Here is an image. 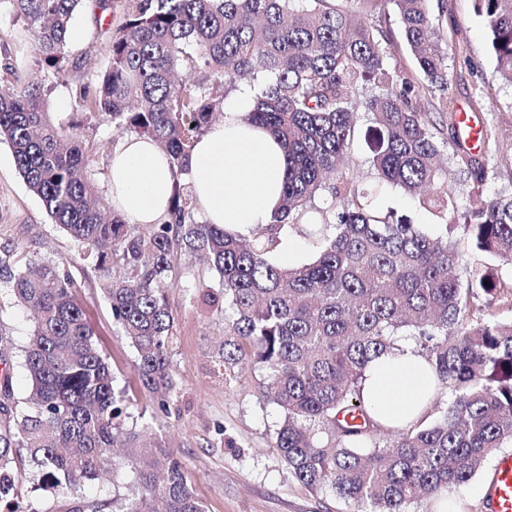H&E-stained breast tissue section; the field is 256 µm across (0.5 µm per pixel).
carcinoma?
<instances>
[{
	"instance_id": "obj_1",
	"label": "carcinoma",
	"mask_w": 512,
	"mask_h": 512,
	"mask_svg": "<svg viewBox=\"0 0 512 512\" xmlns=\"http://www.w3.org/2000/svg\"><path fill=\"white\" fill-rule=\"evenodd\" d=\"M27 25L37 63L64 68L72 20L84 0H5ZM430 96L447 99V56L431 0H390ZM490 35L500 75L512 83V0H473ZM109 65L83 93L85 123L107 120L123 135L150 137L173 178L170 221L144 235L108 210L77 137L53 124L43 89L25 71L0 86V138L48 214L102 277L112 318L137 355L142 386L176 390L168 349L174 318L166 300L174 254L205 255L222 281L206 303L225 318L224 368H261V394L284 412L274 447L294 477L325 490L352 512H411V504L471 481L499 449L512 447V321L472 315L474 299L512 304V281L494 266H470L448 241L459 227L472 250L512 266V144L493 121L478 144L448 135L421 90L387 63L384 31L355 19L339 0H128L127 19L106 46ZM201 78L176 79L178 71ZM259 82L244 120L280 140L287 158L282 199L250 243L218 224L195 221L184 192L197 138L224 99ZM365 100L371 174L401 187L435 219V233L383 212L342 163ZM321 198L318 221L302 216ZM319 236L315 258L271 261L285 226ZM11 291L34 314L20 349L25 401L0 378V505L18 497L15 471L79 495L85 482L131 450L133 479L120 499L93 512H205L181 462L163 441L142 443L129 425V395L94 340L65 265L27 258ZM416 336L420 355L453 399L442 419L387 428L361 401L367 363Z\"/></svg>"
}]
</instances>
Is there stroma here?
<instances>
[{"label":"stroma","mask_w":512,"mask_h":512,"mask_svg":"<svg viewBox=\"0 0 512 512\" xmlns=\"http://www.w3.org/2000/svg\"><path fill=\"white\" fill-rule=\"evenodd\" d=\"M127 0H112L108 11L86 4L72 24L68 45L73 66L59 71L33 64V43L26 24L8 6L0 7V59L29 71L45 91L47 110L54 123L79 124L89 170L102 196H109L108 163L122 137L111 123L81 126L84 110L79 91L94 85L108 64L105 45L125 20ZM346 9L383 30L390 39L391 66L402 70L417 86L425 80L410 55L392 0H347ZM440 42L448 57V107L474 112L477 120H493L502 141H512V85L500 76L489 48L488 34L473 0H448L441 18ZM364 127H357L350 152V169L377 202L391 207L413 223L430 228L423 215L399 189L372 183L364 164ZM26 256L67 262L78 284V298L95 339L107 356L132 408H147L150 427L171 448L192 478L206 512H350L337 496L315 493L300 484L273 443L284 414L260 393L264 373L248 367L225 369L220 360L224 343V314L207 305L203 296L219 292L216 272L189 254L174 261L166 296L174 316V342L168 358L177 387L166 407L145 390L138 379L136 355L113 322L97 272L84 265L77 249L48 216L40 199L18 174L12 149L0 140V268L16 269ZM33 324L26 310L15 303L0 275V331L14 346L25 342ZM131 480V465L123 463L118 476L104 475L85 483L81 498L51 489L18 486V507L45 512H72L77 502L103 501L124 493Z\"/></svg>","instance_id":"1"}]
</instances>
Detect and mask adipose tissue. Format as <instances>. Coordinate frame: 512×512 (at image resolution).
I'll use <instances>...</instances> for the list:
<instances>
[{
    "mask_svg": "<svg viewBox=\"0 0 512 512\" xmlns=\"http://www.w3.org/2000/svg\"><path fill=\"white\" fill-rule=\"evenodd\" d=\"M251 105L249 90H242L226 107L223 121L195 142L188 160L205 222L232 232L269 223L285 175L278 140L242 120ZM109 182L112 205L128 223L169 221L172 176L165 153L153 140L125 138L112 154ZM437 392L431 368L403 341L368 363L361 396L376 421L403 427L424 415Z\"/></svg>",
    "mask_w": 512,
    "mask_h": 512,
    "instance_id": "ef3b65f1",
    "label": "adipose tissue"
}]
</instances>
